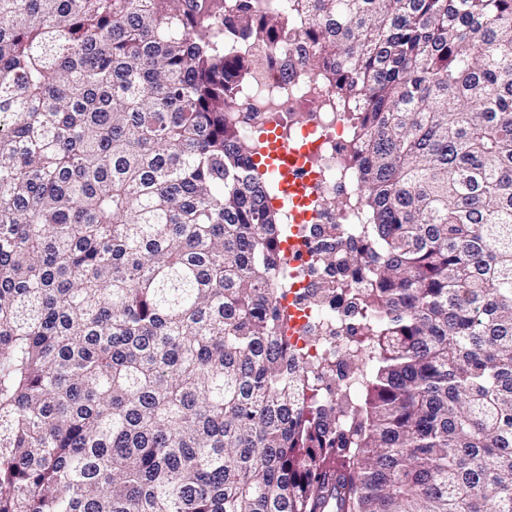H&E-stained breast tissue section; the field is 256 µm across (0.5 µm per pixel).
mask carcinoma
Instances as JSON below:
<instances>
[{
  "label": "carcinoma",
  "mask_w": 512,
  "mask_h": 512,
  "mask_svg": "<svg viewBox=\"0 0 512 512\" xmlns=\"http://www.w3.org/2000/svg\"><path fill=\"white\" fill-rule=\"evenodd\" d=\"M255 42L352 113L353 387L224 122ZM0 512H512V0H0Z\"/></svg>",
  "instance_id": "carcinoma-1"
}]
</instances>
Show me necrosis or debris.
Returning a JSON list of instances; mask_svg holds the SVG:
<instances>
[{
	"label": "necrosis or debris",
	"instance_id": "1",
	"mask_svg": "<svg viewBox=\"0 0 512 512\" xmlns=\"http://www.w3.org/2000/svg\"><path fill=\"white\" fill-rule=\"evenodd\" d=\"M253 54L266 70L245 84L228 111L231 123L250 138L267 126L281 128L288 140L309 147L303 174L312 176L313 217L299 224L292 255L284 265L290 284L278 295L280 307L294 310L290 341L310 357L339 356L347 335L337 328L339 310L322 301L317 288L318 245L329 225H340L346 242L361 249L359 210L323 207L321 198H347L355 193L347 157L351 151V123L336 104L330 86L308 66L293 61L291 50L270 52L258 45Z\"/></svg>",
	"mask_w": 512,
	"mask_h": 512
}]
</instances>
